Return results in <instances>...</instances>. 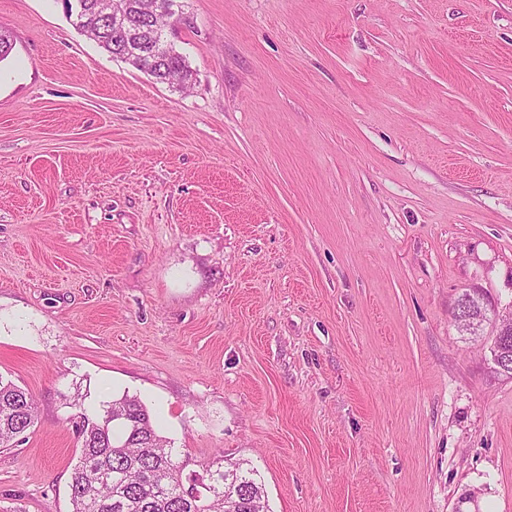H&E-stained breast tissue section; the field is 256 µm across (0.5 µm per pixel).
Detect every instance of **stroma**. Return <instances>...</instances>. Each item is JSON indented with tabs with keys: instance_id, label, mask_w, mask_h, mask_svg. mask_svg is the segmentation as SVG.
I'll return each mask as SVG.
<instances>
[{
	"instance_id": "35a3bbf8",
	"label": "stroma",
	"mask_w": 512,
	"mask_h": 512,
	"mask_svg": "<svg viewBox=\"0 0 512 512\" xmlns=\"http://www.w3.org/2000/svg\"><path fill=\"white\" fill-rule=\"evenodd\" d=\"M190 89L0 0V505L71 512L128 395L268 512H512V0H178ZM81 399L83 409L72 402ZM494 329L491 332L490 355L492 363L500 369L506 370L512 368V326L511 330H506L501 325L504 317L500 311L493 309ZM36 403L28 392L11 380L0 377V447H10L33 426Z\"/></svg>"
}]
</instances>
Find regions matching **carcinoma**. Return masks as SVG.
<instances>
[{
    "mask_svg": "<svg viewBox=\"0 0 512 512\" xmlns=\"http://www.w3.org/2000/svg\"><path fill=\"white\" fill-rule=\"evenodd\" d=\"M127 3L131 22L145 30L172 22L163 15L143 18L137 0ZM83 33L114 57L127 36L125 29L112 27L104 35L94 27ZM168 71L179 76L182 89L192 81L189 65L173 46L153 78L165 84ZM463 295L471 298L467 316L489 314L482 295ZM36 416L32 395L0 376V447H10ZM78 433L81 448L69 482L72 512H267L257 469L244 461L226 464L220 452L204 474H185L188 455L156 432L147 406L136 398L115 400L91 418L81 415Z\"/></svg>",
    "mask_w": 512,
    "mask_h": 512,
    "instance_id": "carcinoma-1",
    "label": "carcinoma"
}]
</instances>
